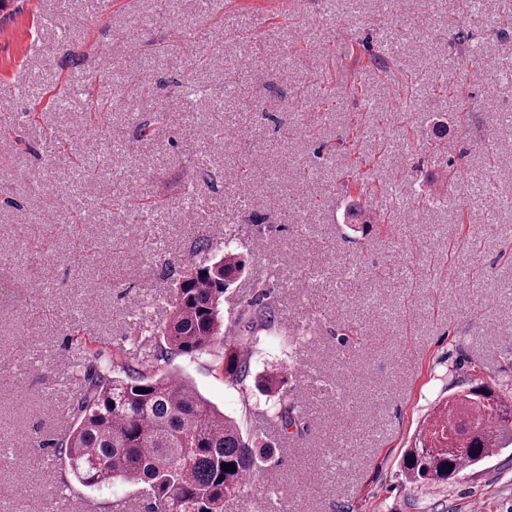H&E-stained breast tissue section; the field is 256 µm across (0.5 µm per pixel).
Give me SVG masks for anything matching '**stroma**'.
<instances>
[{
	"label": "stroma",
	"mask_w": 512,
	"mask_h": 512,
	"mask_svg": "<svg viewBox=\"0 0 512 512\" xmlns=\"http://www.w3.org/2000/svg\"><path fill=\"white\" fill-rule=\"evenodd\" d=\"M199 2L0 0V512H49L59 486L89 512H145V489L84 488L52 443L82 390L74 360L105 373L116 347L148 352L173 304L164 265L198 263L215 225L214 249L232 239L246 261L224 323L268 284L279 331L251 363L287 369L303 417L262 426L265 398L225 382L223 346L172 360L275 448L224 512H267L274 489L280 512H512V447L444 485L403 468L450 394L512 395V0ZM298 94L305 111L277 107ZM132 186L162 201L150 220ZM423 190L441 205L419 208Z\"/></svg>",
	"instance_id": "1"
}]
</instances>
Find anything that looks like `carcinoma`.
I'll return each instance as SVG.
<instances>
[{"instance_id":"obj_1","label":"carcinoma","mask_w":512,"mask_h":512,"mask_svg":"<svg viewBox=\"0 0 512 512\" xmlns=\"http://www.w3.org/2000/svg\"><path fill=\"white\" fill-rule=\"evenodd\" d=\"M245 269L230 241L223 253L199 264L165 265L175 303L167 322L153 330L158 338L153 351L127 357L116 349L124 379L78 363L84 390L73 408V426L55 443V455L81 485L97 491L143 485L147 512H224V501L243 496L246 478L259 468L255 448L244 440L235 419L203 397L186 376L162 371L161 363L207 353L222 343L224 379L245 384L252 376L245 349L257 331L274 329L280 315L275 301L263 293L249 315L238 320L236 335H224V290ZM254 382L273 400L263 424L281 430L296 425L295 407L284 394L288 377L266 373ZM458 401L468 402L473 412L464 416L448 406V417L432 423L425 439L407 452L404 468L414 483L451 480L462 471L460 460L474 466L488 449L505 447L503 435H492L494 426L512 442V404L481 387Z\"/></svg>"}]
</instances>
